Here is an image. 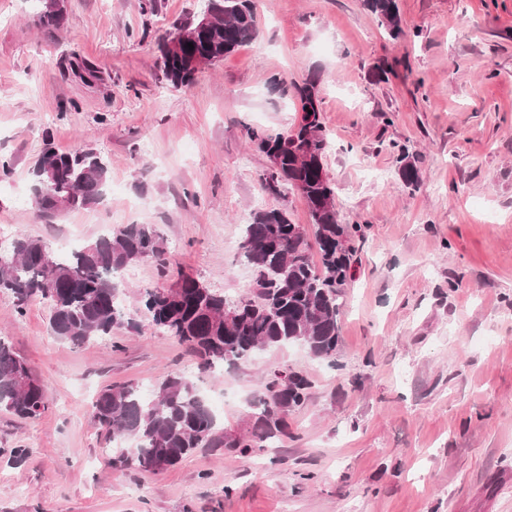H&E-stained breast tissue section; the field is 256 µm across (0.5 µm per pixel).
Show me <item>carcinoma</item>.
<instances>
[{
  "mask_svg": "<svg viewBox=\"0 0 512 512\" xmlns=\"http://www.w3.org/2000/svg\"><path fill=\"white\" fill-rule=\"evenodd\" d=\"M34 2L39 25L48 30L62 26L56 0ZM363 5L392 38L404 34L397 0H363ZM205 9L215 17L193 41L194 49L184 45L171 52L182 20L159 40L157 66L175 87L193 84V57L206 55L214 66L257 35L253 0H205ZM297 93L302 112L297 132L272 134L250 127L247 136L263 154L280 153V169L266 173L265 186L274 191L283 184L301 189L314 241L286 211H256L244 225L240 244L254 276L250 296L230 302L212 289L202 296L198 279L184 272L167 288L145 291L144 306L153 324L185 345L202 372L244 362L259 349L291 344L335 362L342 288L353 278L350 241L356 225L337 219L335 190L323 163L329 141L317 78L310 77ZM399 173L409 187L420 182L414 162L404 163ZM32 179L36 207L50 218L99 204L106 193L108 167L90 149L60 152L47 147L32 169ZM313 243L317 264L310 256ZM144 259L154 260L162 270L169 264L161 237L150 224H124L65 257L41 239L19 234L8 248L0 249V291L13 294L19 315L32 298L48 300L53 334L80 345L110 336L113 328L129 322L118 302L121 281L115 274ZM309 389V381L296 372L272 371L250 404L251 430L230 433L192 379L172 372L149 398L133 384L105 388L93 404L92 419L116 443L113 466L160 472L198 450L234 448L245 455L260 443L287 435L288 414L308 400ZM0 409L29 420L49 410L45 384L2 339ZM130 439L134 447L127 448L124 443Z\"/></svg>",
  "mask_w": 512,
  "mask_h": 512,
  "instance_id": "obj_1",
  "label": "carcinoma"
}]
</instances>
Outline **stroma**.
<instances>
[{
	"mask_svg": "<svg viewBox=\"0 0 512 512\" xmlns=\"http://www.w3.org/2000/svg\"><path fill=\"white\" fill-rule=\"evenodd\" d=\"M397 4L395 41L361 0H256L257 37L175 88L156 40L199 0H68L57 31L29 0H0V231L83 246L150 224L172 268L247 297L252 213L311 221L294 189L262 185L269 161L246 129L290 131L300 104L282 88L313 75L338 220L361 227L332 364L294 345L199 372L140 305L167 283L151 261L120 288L133 328L82 345L52 334L47 301L19 315L0 292V337L50 401L36 420L0 410V512H512V0ZM48 143L107 162L101 205L38 217L31 170ZM400 146L417 187L399 177ZM273 369L303 374L310 398L288 437L248 456L122 471L91 419L104 387L148 393L178 371L241 432Z\"/></svg>",
	"mask_w": 512,
	"mask_h": 512,
	"instance_id": "1",
	"label": "stroma"
}]
</instances>
